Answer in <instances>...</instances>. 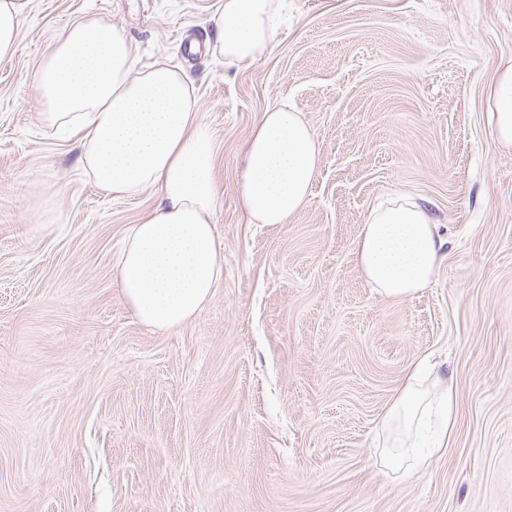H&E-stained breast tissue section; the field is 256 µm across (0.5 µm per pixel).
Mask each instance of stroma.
<instances>
[{"label": "stroma", "instance_id": "obj_1", "mask_svg": "<svg viewBox=\"0 0 512 512\" xmlns=\"http://www.w3.org/2000/svg\"><path fill=\"white\" fill-rule=\"evenodd\" d=\"M223 6L29 0L0 60V512H512V149L488 107L512 64V0H288L252 64L187 56ZM87 13L141 63L186 65L217 144L224 283L168 332L114 281L156 191L106 195L40 123L32 74ZM281 102L318 143L311 198L251 224L244 150ZM396 194L448 236L431 286L404 300L355 258ZM427 356L455 385L452 442L399 479L379 421Z\"/></svg>", "mask_w": 512, "mask_h": 512}]
</instances>
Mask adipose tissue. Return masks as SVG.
Segmentation results:
<instances>
[{
    "mask_svg": "<svg viewBox=\"0 0 512 512\" xmlns=\"http://www.w3.org/2000/svg\"><path fill=\"white\" fill-rule=\"evenodd\" d=\"M279 2L224 0L212 18V53L228 65L254 61L273 42ZM136 54L123 30L87 15L49 47L32 80L43 101V126L76 137L88 181L115 197L156 189V204L131 226L117 254L115 282L143 324L170 330L193 319L224 281L213 222L216 144L201 123L187 71L162 60L138 69ZM490 115L499 145L512 148V65L490 91ZM317 165L316 140L299 113L285 104L263 112L239 175L248 222L288 223L308 202ZM445 245L428 211L401 194L369 213L356 258L377 294L405 299L429 285ZM438 377L437 365L415 364L380 421L381 461L398 476L422 468L420 431L431 413L445 422L436 451L449 446L456 390L449 381L435 397L422 390Z\"/></svg>",
    "mask_w": 512,
    "mask_h": 512,
    "instance_id": "ef3b65f1",
    "label": "adipose tissue"
}]
</instances>
